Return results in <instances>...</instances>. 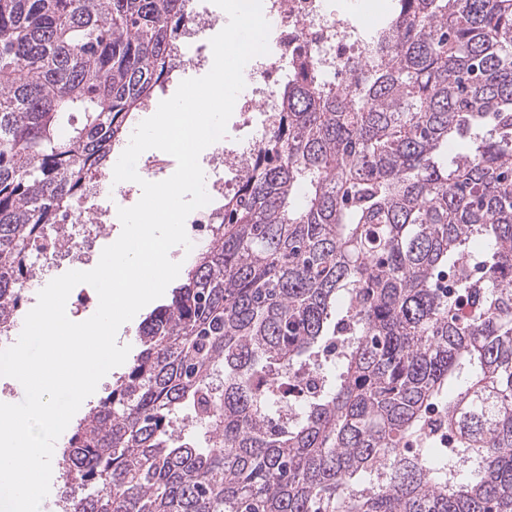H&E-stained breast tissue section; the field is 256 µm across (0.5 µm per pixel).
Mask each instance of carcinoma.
<instances>
[{"instance_id":"cac0c4a2","label":"carcinoma","mask_w":512,"mask_h":512,"mask_svg":"<svg viewBox=\"0 0 512 512\" xmlns=\"http://www.w3.org/2000/svg\"><path fill=\"white\" fill-rule=\"evenodd\" d=\"M184 2L0 0V327L31 237L174 70ZM292 70L210 241L67 435L63 489L78 512H512V0H395L346 87Z\"/></svg>"}]
</instances>
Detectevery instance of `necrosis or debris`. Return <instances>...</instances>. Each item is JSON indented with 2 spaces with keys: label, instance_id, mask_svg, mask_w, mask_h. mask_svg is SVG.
Here are the masks:
<instances>
[{
  "label": "necrosis or debris",
  "instance_id": "4bbe7bcc",
  "mask_svg": "<svg viewBox=\"0 0 512 512\" xmlns=\"http://www.w3.org/2000/svg\"><path fill=\"white\" fill-rule=\"evenodd\" d=\"M328 2L267 0L270 45L276 57L259 60L245 72L237 110L243 127L251 129V136L235 145L217 141L200 159L208 171L205 189L211 202L188 216L194 226L192 244L209 239L210 226L216 221L215 201L238 194L253 160L262 153L270 124L280 110L278 90L292 76L291 59L299 55L314 57L322 81L336 88L343 85L349 64L365 60L364 26L357 18L358 11L365 8L363 0H357L353 13L343 16L329 10ZM223 27L224 12L212 0H187L183 22L175 33L180 47L177 69L206 73L213 56L210 40ZM107 180L103 170L88 171L72 207L51 225L48 234L34 241L27 272L17 283L20 305L34 304L35 280L54 274L64 265L83 262L117 223V209L130 201L132 191L120 189L113 193L111 206H102L99 199Z\"/></svg>",
  "mask_w": 512,
  "mask_h": 512
}]
</instances>
